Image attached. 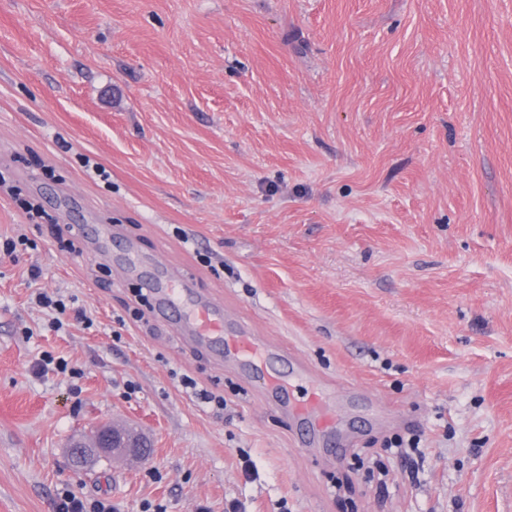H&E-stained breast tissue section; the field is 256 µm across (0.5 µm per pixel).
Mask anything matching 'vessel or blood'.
<instances>
[{
    "label": "vessel or blood",
    "mask_w": 512,
    "mask_h": 512,
    "mask_svg": "<svg viewBox=\"0 0 512 512\" xmlns=\"http://www.w3.org/2000/svg\"><path fill=\"white\" fill-rule=\"evenodd\" d=\"M83 230L100 252L111 254L115 238L109 226L87 224ZM139 284L151 294L159 316L180 327L196 343L245 366L262 378L271 396L283 406L291 408L304 422L307 432H324L333 427L335 417L325 391L318 385H311L304 400L293 402L292 385L287 375L270 366L268 347L260 344L244 328L236 335H226L222 306L203 300L188 278L156 262L140 272Z\"/></svg>",
    "instance_id": "1"
}]
</instances>
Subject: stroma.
<instances>
[{
  "instance_id": "stroma-1",
  "label": "stroma",
  "mask_w": 512,
  "mask_h": 512,
  "mask_svg": "<svg viewBox=\"0 0 512 512\" xmlns=\"http://www.w3.org/2000/svg\"><path fill=\"white\" fill-rule=\"evenodd\" d=\"M0 174V239L38 244L0 254V512L65 488L117 512H512V0H0ZM56 223L163 246L311 371L353 445L304 441L156 315L119 324L135 275L61 251ZM40 291L93 327L48 330ZM46 352L82 376L34 377ZM105 421L149 455L72 467ZM410 431L414 481L384 446ZM180 383L183 388L189 389L194 394V397L203 408L210 410L214 414L223 413L224 408L227 406L223 395L215 394L206 389H198L196 381L187 375L182 376Z\"/></svg>"
}]
</instances>
